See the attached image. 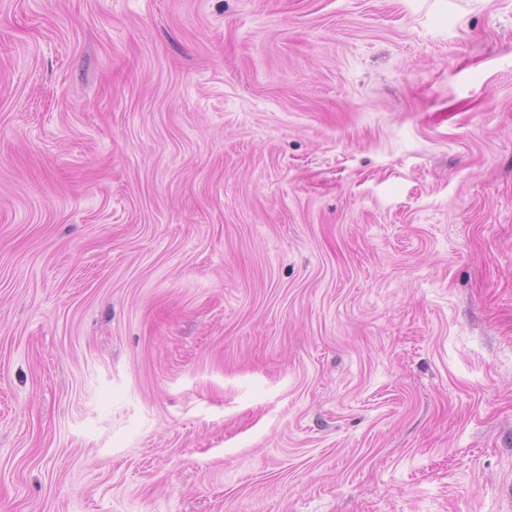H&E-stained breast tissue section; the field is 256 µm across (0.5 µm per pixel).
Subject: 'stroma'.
<instances>
[{"mask_svg":"<svg viewBox=\"0 0 512 512\" xmlns=\"http://www.w3.org/2000/svg\"><path fill=\"white\" fill-rule=\"evenodd\" d=\"M0 512H512V0H0Z\"/></svg>","mask_w":512,"mask_h":512,"instance_id":"35a3bbf8","label":"stroma"}]
</instances>
